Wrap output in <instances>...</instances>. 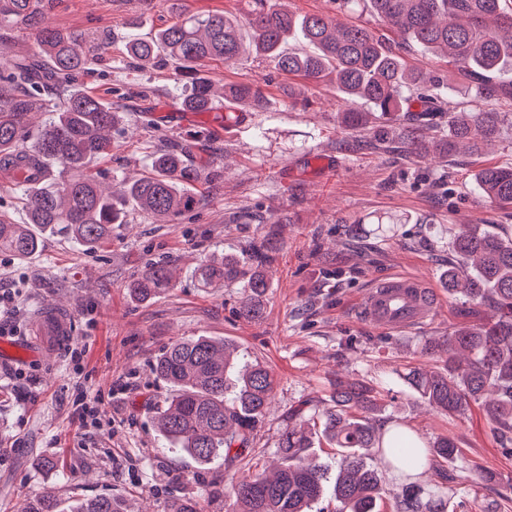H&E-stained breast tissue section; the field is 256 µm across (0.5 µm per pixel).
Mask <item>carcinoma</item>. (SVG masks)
<instances>
[{
	"mask_svg": "<svg viewBox=\"0 0 512 512\" xmlns=\"http://www.w3.org/2000/svg\"><path fill=\"white\" fill-rule=\"evenodd\" d=\"M333 13L297 15L283 0H247L245 20L251 37L243 41L237 17L215 12L179 14L148 39L127 43L131 63L149 68L165 53L181 71L209 61L230 62L244 49L285 75L306 84L336 82L345 99L344 127L378 124L375 148L394 139L415 158H446L481 150L496 141L501 112L459 107L451 93L460 91L459 75L482 80L495 76L498 94L512 112V0H330ZM55 0H0V24L38 31V52L6 56L0 51V172L21 193L27 222L13 224L0 212V251L18 257L35 254L45 233L62 235L82 246L97 247L112 237V226L136 210L153 222L168 224L193 209L191 184L200 168L159 147L150 173L124 177L104 189L88 173L89 163L112 151V129L120 115L103 98L76 87L89 70L92 47L85 37L45 25ZM392 37L355 21H342L364 8ZM417 46L448 58L456 71L436 77L405 66L393 44ZM225 99L260 111L265 94L251 84H227L200 76L192 81L183 105L209 112ZM32 112L49 113L31 135L25 131ZM448 116V133L428 138L424 131L435 114ZM58 170V178L48 172ZM474 184L492 204L512 205V166L487 167ZM456 261L442 275L448 292L464 311L480 315L448 335L424 343L422 353L445 359L441 371L411 367L405 380L430 407L449 417L477 405L505 437L512 434V234L479 224L448 229ZM272 247L252 240L237 254L201 261L195 269L200 286L241 288L239 317L255 320L263 312L272 278ZM171 287V266L149 262L127 285L132 299L147 302ZM235 348L222 338L198 336L175 341L158 354L152 373L169 394L156 407L155 421L168 445L207 465L217 459L244 460L265 423L277 380L266 365L237 366ZM381 393L357 380H336L330 399L313 408H288V425L279 434V463L273 477L249 471L232 485L233 512H312L327 490L322 466L308 453L321 426L342 461L332 491L336 512H379L384 498L394 512H447L449 490L426 488L431 469L456 461V440L439 435L424 442L411 429L390 420ZM396 477L387 485L383 468ZM22 512H130L110 496L73 502L66 510L49 495L28 499ZM164 512H199L186 495L168 500Z\"/></svg>",
	"mask_w": 512,
	"mask_h": 512,
	"instance_id": "obj_1",
	"label": "carcinoma"
}]
</instances>
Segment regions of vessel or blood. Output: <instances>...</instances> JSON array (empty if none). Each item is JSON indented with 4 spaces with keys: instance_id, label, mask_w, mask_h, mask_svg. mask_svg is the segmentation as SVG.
I'll use <instances>...</instances> for the list:
<instances>
[{
    "instance_id": "vessel-or-blood-1",
    "label": "vessel or blood",
    "mask_w": 512,
    "mask_h": 512,
    "mask_svg": "<svg viewBox=\"0 0 512 512\" xmlns=\"http://www.w3.org/2000/svg\"><path fill=\"white\" fill-rule=\"evenodd\" d=\"M440 300V292L427 280L414 275H394L367 288L357 303V312L380 329L409 331L422 327Z\"/></svg>"
}]
</instances>
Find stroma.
I'll return each mask as SVG.
<instances>
[{
    "mask_svg": "<svg viewBox=\"0 0 512 512\" xmlns=\"http://www.w3.org/2000/svg\"><path fill=\"white\" fill-rule=\"evenodd\" d=\"M174 18L167 0H56L47 18L49 26L101 42L78 79L123 111L111 155L91 165L100 181L144 172L163 146L190 145V160L203 170L197 205L171 223L132 212L114 225L111 241L92 250L51 236L36 256L0 253V285L14 293L15 319L5 336L28 338L44 307L68 311L76 325L69 341L40 361L0 357V512H20L26 498L48 490L64 505L109 495L133 512H163L170 496L189 494L210 512H231L238 465L219 459L199 466L168 448L152 421L167 390L150 364L191 336L227 339L241 362L260 360L276 372L279 387L255 445L260 467L276 464L288 408L326 402L341 378L383 390L388 415L422 439L453 436L474 471L511 478L512 456L479 409L465 418L438 414L403 378L410 366L436 368L437 359L421 355V347L461 323L459 301L444 295L423 327L404 333L360 320L355 304L370 284L395 273L441 286L449 225L512 226V209L487 202L472 184L480 169L512 165V128L483 152L438 161L439 184L424 160L363 149L373 133L342 126L344 105L334 86L304 84L251 57L205 66V76L219 83H255L266 95L248 128L231 137L224 132L228 102L178 117L188 81L167 59L145 71L123 62L129 40L153 35ZM292 89L309 97V109L290 107ZM326 157L332 166H317ZM375 215L402 218L395 237L369 238L367 220ZM271 231L278 239L272 286L260 320L247 322L237 314L239 288L200 287L194 270ZM340 238L348 244L339 249ZM148 261L173 263L175 278L169 291L132 302L126 285ZM75 350L80 359H72ZM83 394L103 396L99 426L81 425L75 402ZM500 482L459 487L457 512H481L489 501L512 512Z\"/></svg>",
    "mask_w": 512,
    "mask_h": 512,
    "instance_id": "1",
    "label": "stroma"
}]
</instances>
